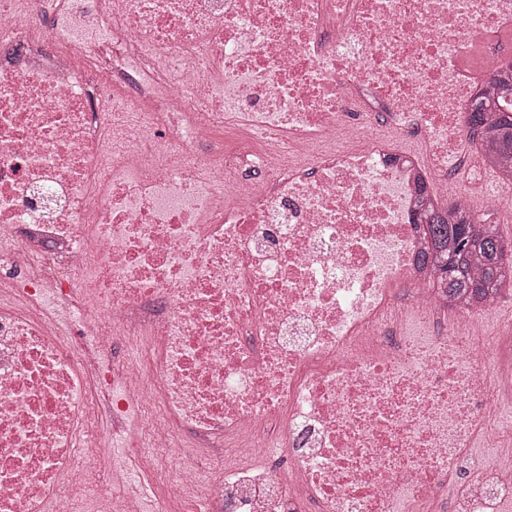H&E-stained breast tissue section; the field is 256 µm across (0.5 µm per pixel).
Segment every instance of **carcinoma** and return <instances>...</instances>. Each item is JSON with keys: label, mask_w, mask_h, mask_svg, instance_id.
I'll return each instance as SVG.
<instances>
[{"label": "carcinoma", "mask_w": 512, "mask_h": 512, "mask_svg": "<svg viewBox=\"0 0 512 512\" xmlns=\"http://www.w3.org/2000/svg\"><path fill=\"white\" fill-rule=\"evenodd\" d=\"M489 116L496 118L494 132L480 139L481 154L512 178V107L487 95L477 98L469 115L470 133ZM424 235L429 242L424 257L439 272L438 285L447 287L448 299L478 302L512 280V246L497 225L477 223L470 209L456 205L450 217L429 211Z\"/></svg>", "instance_id": "obj_1"}]
</instances>
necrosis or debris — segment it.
<instances>
[{"instance_id": "1", "label": "necrosis or debris", "mask_w": 512, "mask_h": 512, "mask_svg": "<svg viewBox=\"0 0 512 512\" xmlns=\"http://www.w3.org/2000/svg\"><path fill=\"white\" fill-rule=\"evenodd\" d=\"M31 2L0 0V512H144L132 470L157 512H512V321L448 302L416 222L512 0Z\"/></svg>"}]
</instances>
